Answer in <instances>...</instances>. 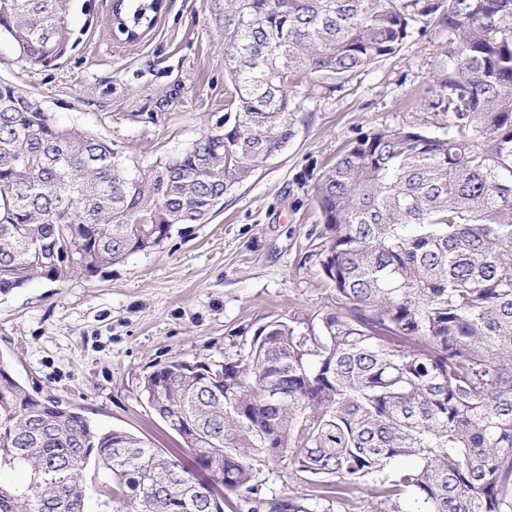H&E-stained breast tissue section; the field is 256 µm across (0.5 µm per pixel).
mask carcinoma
<instances>
[{
    "instance_id": "obj_1",
    "label": "carcinoma",
    "mask_w": 512,
    "mask_h": 512,
    "mask_svg": "<svg viewBox=\"0 0 512 512\" xmlns=\"http://www.w3.org/2000/svg\"><path fill=\"white\" fill-rule=\"evenodd\" d=\"M163 0H114L127 43ZM73 0H0V35L50 65L78 41ZM227 112L146 171L0 84V294L62 281L203 224L294 136L289 88L341 89L422 36L448 32L429 112L448 131L377 128L315 184L321 265L339 307L319 332L283 320L224 361L174 359L141 395L197 471L123 430L28 393L0 362V512H320L369 490L402 512L512 509V0H223ZM417 465L399 469V460ZM283 462L312 501L259 496ZM25 474L23 490L5 475Z\"/></svg>"
}]
</instances>
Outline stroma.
Segmentation results:
<instances>
[{"instance_id": "35a3bbf8", "label": "stroma", "mask_w": 512, "mask_h": 512, "mask_svg": "<svg viewBox=\"0 0 512 512\" xmlns=\"http://www.w3.org/2000/svg\"><path fill=\"white\" fill-rule=\"evenodd\" d=\"M219 0H164L139 42L112 35V0L74 12L80 41L49 66L31 64L0 39V82L59 123L107 142L129 166L147 169L192 146L224 112V26ZM424 36L338 91L295 84V135L224 198L203 224L176 225L159 246L64 282L36 278L0 295V363L32 395L80 409L97 427L180 452L178 436L140 394L144 376L175 358H235L257 329L283 320L306 331L338 306L321 268L323 219L312 184L361 133L374 128H448L424 111L440 44ZM261 494L312 497L308 480L263 467Z\"/></svg>"}]
</instances>
